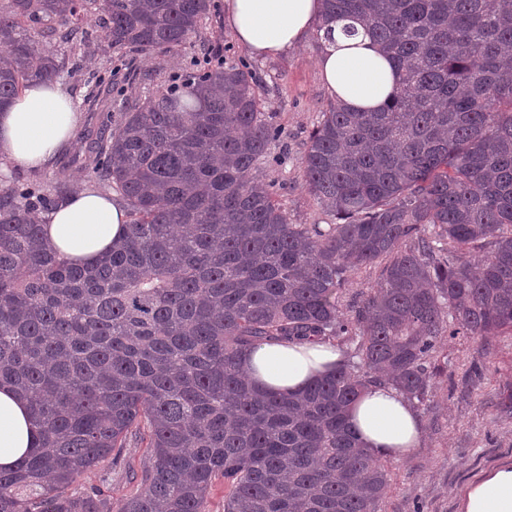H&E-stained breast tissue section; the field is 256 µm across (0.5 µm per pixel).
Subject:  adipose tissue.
Returning a JSON list of instances; mask_svg holds the SVG:
<instances>
[{"label":"adipose tissue","instance_id":"ef3b65f1","mask_svg":"<svg viewBox=\"0 0 512 512\" xmlns=\"http://www.w3.org/2000/svg\"><path fill=\"white\" fill-rule=\"evenodd\" d=\"M228 25L250 54L269 57L300 44L320 21L323 0H224ZM337 102L354 112H373L396 92L393 64L368 36L346 35L333 26L317 62ZM79 116L58 85L26 87L0 111V154L20 168H47L75 140ZM124 208L94 186H86L49 217L45 233L63 256L95 263L124 236ZM340 349L320 340L262 343L247 352L244 366L254 385L270 394L295 393L331 373ZM348 422L360 443L400 460L424 434L414 407L387 383L368 386L351 406ZM38 444V427L27 400L0 388V467H14ZM457 512H512V462L482 472L457 493Z\"/></svg>","mask_w":512,"mask_h":512}]
</instances>
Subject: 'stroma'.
I'll use <instances>...</instances> for the list:
<instances>
[{"instance_id":"35a3bbf8","label":"stroma","mask_w":512,"mask_h":512,"mask_svg":"<svg viewBox=\"0 0 512 512\" xmlns=\"http://www.w3.org/2000/svg\"><path fill=\"white\" fill-rule=\"evenodd\" d=\"M46 45L66 59L59 83L70 96L80 122L74 144L51 168L37 171L42 186L66 178L74 190L91 182L90 172L75 163L84 150L88 127L101 113L120 118L135 104L153 100L175 75L204 61L223 46L224 61L246 64L256 77L265 112L280 138L271 145L273 160L261 166L258 179L276 185L279 200L293 224H324L328 218L308 191L300 164L310 132L332 99L316 61L323 47L318 32L275 57H258L237 42L224 20V0H212L209 15L187 43L167 53L117 50L103 39L83 44L53 38ZM447 375L432 385L431 407L419 410L424 436L400 461L387 460L389 487L381 512H456L455 493L480 470L512 459V333L470 338L459 336L439 350ZM146 449L129 448L113 464L80 478L79 491L101 490L113 501L134 494L130 475L139 470Z\"/></svg>"}]
</instances>
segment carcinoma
Listing matches in <instances>:
<instances>
[{
  "label": "carcinoma",
  "instance_id": "1",
  "mask_svg": "<svg viewBox=\"0 0 512 512\" xmlns=\"http://www.w3.org/2000/svg\"><path fill=\"white\" fill-rule=\"evenodd\" d=\"M359 22L399 83L376 112H322L301 158L329 224H292L253 172L280 131L249 68L200 67L91 142L94 177L129 211L124 238L79 265L45 240L67 189L0 175V386L26 398L39 448L0 470V512H379L382 458L346 414L387 381L429 406L442 341L512 330V0H325ZM95 6L116 49L169 51L211 0H4L0 110L64 62ZM381 266L344 315L340 290ZM350 345L330 375L270 395L243 355L261 342ZM132 446L137 492L82 475Z\"/></svg>",
  "mask_w": 512,
  "mask_h": 512
}]
</instances>
